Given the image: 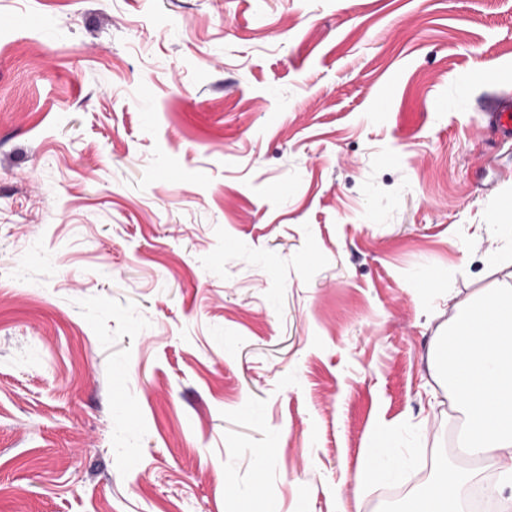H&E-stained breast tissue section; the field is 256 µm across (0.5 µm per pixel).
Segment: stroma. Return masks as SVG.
<instances>
[{
    "label": "stroma",
    "mask_w": 512,
    "mask_h": 512,
    "mask_svg": "<svg viewBox=\"0 0 512 512\" xmlns=\"http://www.w3.org/2000/svg\"><path fill=\"white\" fill-rule=\"evenodd\" d=\"M494 99L512 0H0V512H398L473 468L433 353L512 286ZM393 448H397V446L394 444L392 434H381L380 446L375 448V455L380 462L367 470L366 477L368 481L383 482L397 467L398 456Z\"/></svg>",
    "instance_id": "stroma-1"
}]
</instances>
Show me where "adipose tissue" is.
Instances as JSON below:
<instances>
[{"mask_svg": "<svg viewBox=\"0 0 512 512\" xmlns=\"http://www.w3.org/2000/svg\"><path fill=\"white\" fill-rule=\"evenodd\" d=\"M435 365L461 419L462 444L495 466L512 487V287L462 315L435 350ZM470 475L437 463V475L409 498L405 512H464Z\"/></svg>", "mask_w": 512, "mask_h": 512, "instance_id": "adipose-tissue-1", "label": "adipose tissue"}]
</instances>
